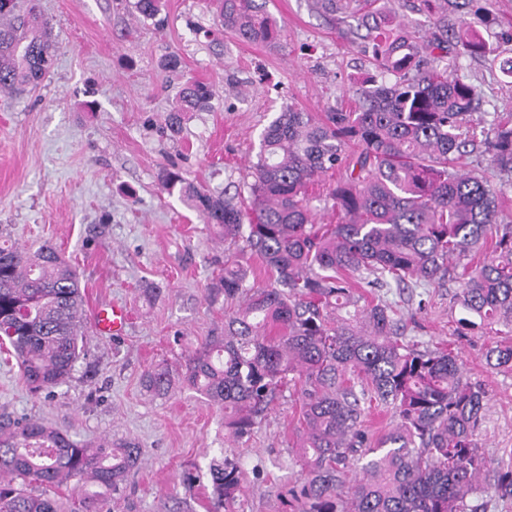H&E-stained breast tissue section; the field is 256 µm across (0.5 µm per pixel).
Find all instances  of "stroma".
<instances>
[{
    "mask_svg": "<svg viewBox=\"0 0 512 512\" xmlns=\"http://www.w3.org/2000/svg\"><path fill=\"white\" fill-rule=\"evenodd\" d=\"M134 0H38L53 26L54 60L40 86L0 93V237L28 251L52 243L77 270L85 305L110 301L130 315L123 336L87 330L84 356L63 385L32 393L14 354L0 349V422L40 420L73 441L138 444L141 458L104 512H207L209 466L224 456L244 471L237 512H292L287 491L301 468L300 402L279 394L251 437L224 436V408L181 384L185 358L224 333L233 310L211 283L234 245L205 224L160 175L176 170L214 194L248 200L259 135L293 104L302 112L353 107L352 81L373 65L358 44L356 14L317 0H268L278 45L224 29L210 0H163L164 23L139 18ZM170 53L180 72L165 74ZM478 90L477 122L512 112V85L479 56L456 60ZM211 85V109L167 118L180 86ZM94 110H87V103ZM458 285L391 288L408 335L450 346L486 393L474 432L492 468L512 467V372L490 369L487 329L459 335ZM168 368L172 387L150 389L145 371ZM193 481H185V474Z\"/></svg>",
    "mask_w": 512,
    "mask_h": 512,
    "instance_id": "stroma-1",
    "label": "stroma"
}]
</instances>
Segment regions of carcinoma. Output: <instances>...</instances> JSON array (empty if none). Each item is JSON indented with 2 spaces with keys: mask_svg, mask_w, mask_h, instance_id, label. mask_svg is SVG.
I'll list each match as a JSON object with an SVG mask.
<instances>
[{
  "mask_svg": "<svg viewBox=\"0 0 512 512\" xmlns=\"http://www.w3.org/2000/svg\"><path fill=\"white\" fill-rule=\"evenodd\" d=\"M0 0V91L37 88L53 56L52 26L36 0L18 9ZM481 0H432L431 39L420 43L378 11L361 15V52L376 74L353 91L357 106L315 117L287 104L261 134L251 166L250 208L196 186L176 171L161 176L224 240L242 243L272 273L274 284L249 285L253 270L226 258L212 284L224 302L240 303L224 319V338L207 340L182 369L183 383L232 409L224 427L237 441L251 436L277 392L291 384L301 403L302 468L288 489L296 512H478L471 502L493 475L512 498V468L490 471L473 441L485 392L468 382L450 348L422 347L382 296L352 287L409 281L460 285L466 326L512 335V219L503 194L512 184V118L474 124V85L448 71V58L491 57L512 78V57L487 47L467 16ZM161 0H135L154 20ZM224 28L246 42L275 44L280 29L266 0H217ZM213 93L186 81L175 112L211 107ZM500 179L463 169L479 148ZM338 171L328 199L334 224H317L308 188ZM490 244L478 265L466 261ZM83 292L76 270L45 245L31 253L0 244V345L13 349L21 379L39 392L67 382L84 354ZM487 365L512 371V344L485 352ZM158 393L169 370L145 374ZM392 412L394 424L371 445L366 405ZM133 442L81 445L38 421L0 424V512H100L140 460ZM364 460L354 477L351 462ZM208 512H235L242 472L228 457L209 470ZM84 488L68 506L49 495L70 482ZM44 489L39 495L27 486Z\"/></svg>",
  "mask_w": 512,
  "mask_h": 512,
  "instance_id": "1",
  "label": "carcinoma"
}]
</instances>
